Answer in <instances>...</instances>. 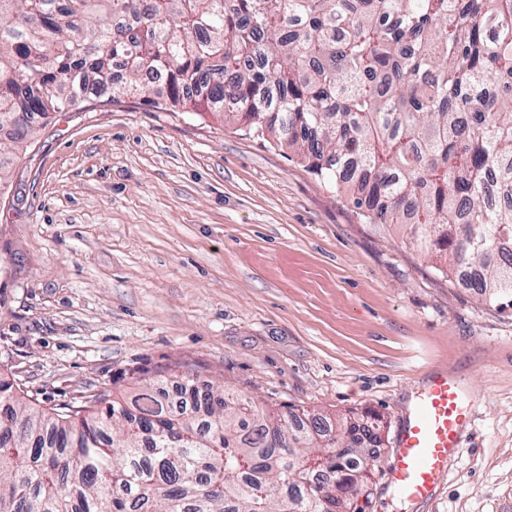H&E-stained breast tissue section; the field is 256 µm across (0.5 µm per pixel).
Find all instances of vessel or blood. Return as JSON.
<instances>
[{
  "label": "vessel or blood",
  "mask_w": 512,
  "mask_h": 512,
  "mask_svg": "<svg viewBox=\"0 0 512 512\" xmlns=\"http://www.w3.org/2000/svg\"><path fill=\"white\" fill-rule=\"evenodd\" d=\"M473 418L465 386L447 373L435 374L418 392L389 467L390 484L402 499L421 504L434 497Z\"/></svg>",
  "instance_id": "vessel-or-blood-1"
}]
</instances>
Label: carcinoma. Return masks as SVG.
<instances>
[{
	"label": "carcinoma",
	"instance_id": "obj_1",
	"mask_svg": "<svg viewBox=\"0 0 512 512\" xmlns=\"http://www.w3.org/2000/svg\"><path fill=\"white\" fill-rule=\"evenodd\" d=\"M273 135L512 309V0H0V132L146 95ZM45 408L0 377V512H357L383 418L269 413L171 369Z\"/></svg>",
	"mask_w": 512,
	"mask_h": 512
}]
</instances>
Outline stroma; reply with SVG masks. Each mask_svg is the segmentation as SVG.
<instances>
[{
  "label": "stroma",
  "instance_id": "35a3bbf8",
  "mask_svg": "<svg viewBox=\"0 0 512 512\" xmlns=\"http://www.w3.org/2000/svg\"><path fill=\"white\" fill-rule=\"evenodd\" d=\"M0 171V375L50 407L175 363L265 408L374 410L391 461L436 370L475 425L435 498L376 472L359 512H512V309L448 282L287 146L141 96L54 115Z\"/></svg>",
  "mask_w": 512,
  "mask_h": 512
}]
</instances>
